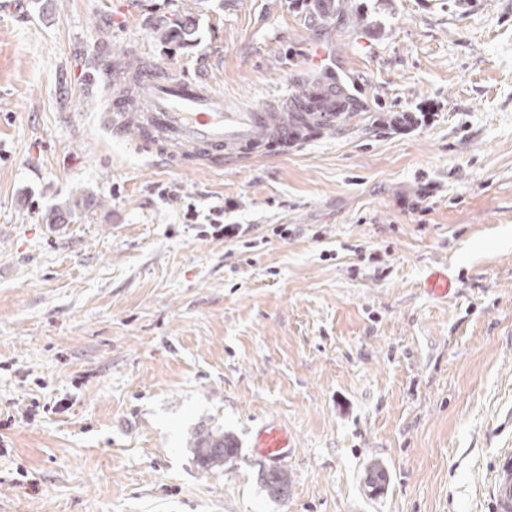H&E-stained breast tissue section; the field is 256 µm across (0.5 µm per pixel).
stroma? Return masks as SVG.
<instances>
[{
    "label": "stroma",
    "mask_w": 512,
    "mask_h": 512,
    "mask_svg": "<svg viewBox=\"0 0 512 512\" xmlns=\"http://www.w3.org/2000/svg\"><path fill=\"white\" fill-rule=\"evenodd\" d=\"M176 11L195 46L155 39ZM320 48L356 110L287 153L165 167L98 125L115 59L284 112ZM507 445L512 0H0V512H492ZM89 196H71L64 202L58 205L52 215V222L55 224H66L69 223L70 217L74 214L75 209L87 207L91 204ZM252 448L273 467L283 464L294 449L288 430L277 422L266 423L253 434ZM192 447L195 448L197 463L206 470L224 465L238 452L233 436L209 428L196 432Z\"/></svg>",
    "instance_id": "stroma-1"
}]
</instances>
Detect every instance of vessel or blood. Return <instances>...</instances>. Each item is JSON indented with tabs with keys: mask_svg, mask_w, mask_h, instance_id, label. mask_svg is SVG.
<instances>
[{
	"mask_svg": "<svg viewBox=\"0 0 512 512\" xmlns=\"http://www.w3.org/2000/svg\"><path fill=\"white\" fill-rule=\"evenodd\" d=\"M99 124L115 137L133 136L137 152L200 165L212 159L241 162L271 146L285 149L306 141L287 113L228 108L207 81L164 76L146 64L122 68L105 94ZM253 448L274 467L293 452L287 429L276 422L254 433ZM483 492L495 512H512V448L498 451Z\"/></svg>",
	"mask_w": 512,
	"mask_h": 512,
	"instance_id": "b4317fda",
	"label": "vessel or blood"
}]
</instances>
